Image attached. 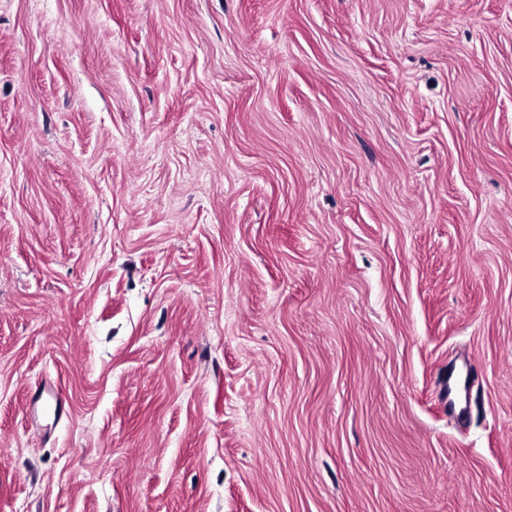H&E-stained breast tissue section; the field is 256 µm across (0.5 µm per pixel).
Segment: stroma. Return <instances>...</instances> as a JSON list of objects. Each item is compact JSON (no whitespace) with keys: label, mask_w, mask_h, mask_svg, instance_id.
<instances>
[{"label":"stroma","mask_w":512,"mask_h":512,"mask_svg":"<svg viewBox=\"0 0 512 512\" xmlns=\"http://www.w3.org/2000/svg\"><path fill=\"white\" fill-rule=\"evenodd\" d=\"M0 512H512V0H0Z\"/></svg>","instance_id":"1"}]
</instances>
